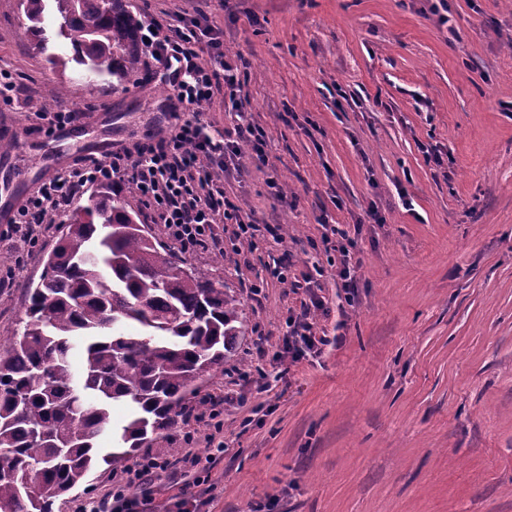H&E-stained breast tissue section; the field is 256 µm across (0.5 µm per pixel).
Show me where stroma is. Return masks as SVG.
<instances>
[{
	"label": "stroma",
	"instance_id": "obj_1",
	"mask_svg": "<svg viewBox=\"0 0 512 512\" xmlns=\"http://www.w3.org/2000/svg\"><path fill=\"white\" fill-rule=\"evenodd\" d=\"M212 17L268 141L266 164L246 163L224 190L262 232L221 265L212 248L183 259L235 288L248 332L186 418L139 450L168 458L190 443L200 464L128 496H147L145 512L182 500L196 512H512V0H230ZM29 26L19 0H0V68L22 88L0 102V206L77 156L147 139L172 102L137 65L122 80L55 71ZM55 84L60 106L89 117L75 136L37 130ZM372 206L384 223H365ZM328 224L360 231L351 302L321 244ZM59 236L49 224L25 244L0 223V336L22 331L25 289ZM283 256L292 277L325 269L311 321L327 344L290 368L277 356L304 290L243 286ZM214 404L215 458L202 416Z\"/></svg>",
	"mask_w": 512,
	"mask_h": 512
}]
</instances>
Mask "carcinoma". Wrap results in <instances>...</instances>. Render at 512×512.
<instances>
[{
    "label": "carcinoma",
    "mask_w": 512,
    "mask_h": 512,
    "mask_svg": "<svg viewBox=\"0 0 512 512\" xmlns=\"http://www.w3.org/2000/svg\"><path fill=\"white\" fill-rule=\"evenodd\" d=\"M35 48L53 69L127 76L137 21L127 0H20ZM74 51L49 50L44 17ZM166 256H161V253ZM23 331L0 336V512H54L103 463L128 469L174 425L186 400L224 373L247 320L234 289L187 267L103 186L63 222L44 273L27 288ZM88 337L80 373L70 338ZM132 410L113 425L110 406ZM112 433V450L99 438Z\"/></svg>",
    "instance_id": "1"
}]
</instances>
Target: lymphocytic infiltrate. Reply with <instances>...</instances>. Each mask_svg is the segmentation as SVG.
I'll list each match as a JSON object with an SVG mask.
<instances>
[{"label":"lymphocytic infiltrate","mask_w":512,"mask_h":512,"mask_svg":"<svg viewBox=\"0 0 512 512\" xmlns=\"http://www.w3.org/2000/svg\"><path fill=\"white\" fill-rule=\"evenodd\" d=\"M139 57L147 81L171 86L178 102L172 128L147 143L110 152L104 157H77L68 170L42 182L18 208L15 227L23 240L36 242L42 226L61 215L71 200L87 187L109 183L132 186L142 206L168 238L183 251L223 249L224 225H233L236 241L256 247L260 230L239 198L224 191V180L241 171L244 159L262 163L267 158L266 134L257 126L240 96L237 64L224 52L218 29L202 10L159 18L143 13L137 31ZM223 97L225 111L235 116L223 138L210 133L203 108ZM326 252L339 256L336 273L346 295L357 286L353 250L348 233L332 228L323 235ZM318 298L303 303L288 318V338L282 359L298 363L320 353L323 339L313 332L310 316L322 308Z\"/></svg>","instance_id":"1"}]
</instances>
